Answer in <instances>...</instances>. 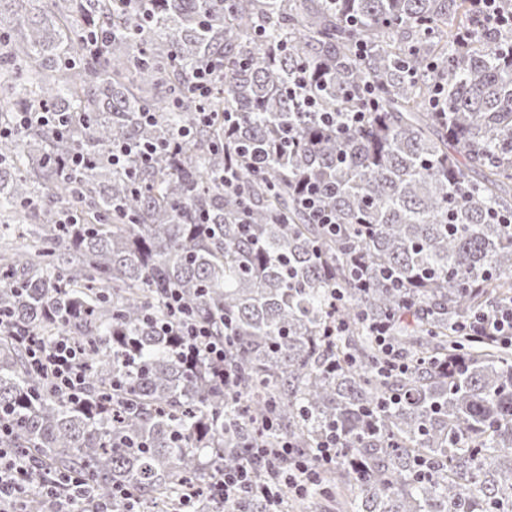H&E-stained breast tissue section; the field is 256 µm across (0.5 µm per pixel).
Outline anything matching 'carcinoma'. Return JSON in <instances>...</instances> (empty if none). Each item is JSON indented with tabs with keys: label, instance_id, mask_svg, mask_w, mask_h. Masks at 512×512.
<instances>
[{
	"label": "carcinoma",
	"instance_id": "carcinoma-1",
	"mask_svg": "<svg viewBox=\"0 0 512 512\" xmlns=\"http://www.w3.org/2000/svg\"><path fill=\"white\" fill-rule=\"evenodd\" d=\"M8 2L0 113L80 116L0 137V241H26L0 254L15 321L0 330V446L33 460V482L84 481L99 512H181L187 487L249 449L286 436L308 453L334 430L344 452L306 492L284 460L196 512H268L267 485L291 512H512V344L461 330L512 300V230L492 219L512 212V32L459 40L468 0ZM301 72L323 111L358 108L366 89L376 107L325 127L290 94ZM173 140L175 157L112 165L116 144ZM304 175L329 187L339 235L299 206ZM172 288L229 334L228 382L166 326ZM375 320L406 373L381 371ZM23 328L84 349L81 401L32 368ZM445 355L463 364L445 370ZM58 492L54 509L21 498L24 512L77 509Z\"/></svg>",
	"mask_w": 512,
	"mask_h": 512
}]
</instances>
